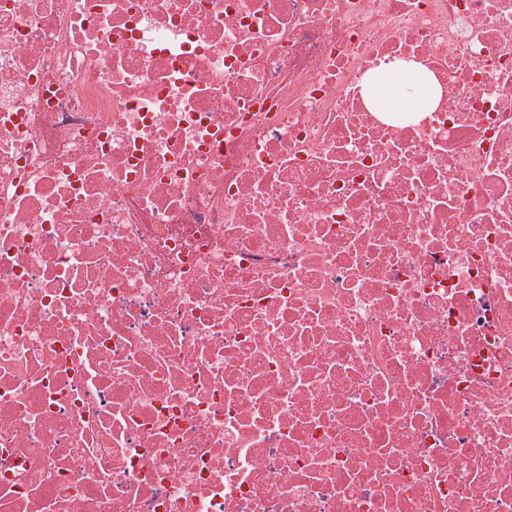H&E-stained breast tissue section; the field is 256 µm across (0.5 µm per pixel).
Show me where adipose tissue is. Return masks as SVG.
<instances>
[{
	"label": "adipose tissue",
	"mask_w": 512,
	"mask_h": 512,
	"mask_svg": "<svg viewBox=\"0 0 512 512\" xmlns=\"http://www.w3.org/2000/svg\"><path fill=\"white\" fill-rule=\"evenodd\" d=\"M386 80L374 90L376 100L389 112L426 111L439 94L433 75L419 66L385 65Z\"/></svg>",
	"instance_id": "ef3b65f1"
}]
</instances>
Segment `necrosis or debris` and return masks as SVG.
Segmentation results:
<instances>
[{
	"instance_id": "4bbe7bcc",
	"label": "necrosis or debris",
	"mask_w": 512,
	"mask_h": 512,
	"mask_svg": "<svg viewBox=\"0 0 512 512\" xmlns=\"http://www.w3.org/2000/svg\"><path fill=\"white\" fill-rule=\"evenodd\" d=\"M0 512H512V0H0ZM382 71L386 80L373 94L387 112H424L439 94L433 75L420 66L390 63Z\"/></svg>"
}]
</instances>
